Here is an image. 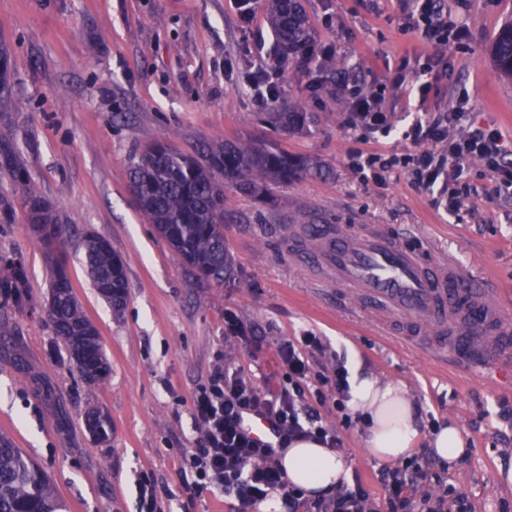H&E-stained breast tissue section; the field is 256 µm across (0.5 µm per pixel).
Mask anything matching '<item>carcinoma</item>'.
<instances>
[{
    "mask_svg": "<svg viewBox=\"0 0 512 512\" xmlns=\"http://www.w3.org/2000/svg\"><path fill=\"white\" fill-rule=\"evenodd\" d=\"M268 19L278 46L290 53H308L314 34L300 0H266ZM498 76L512 80V23L502 26L490 46ZM15 97L11 53L0 42V112ZM262 121L285 132H302L315 117L298 109L265 112ZM322 173L319 162L271 144L224 138L215 140L206 153L194 156L167 144H153L133 158L129 179L141 214L154 226L177 257L202 279L233 285L235 268L224 238V219L230 197L224 188L257 200L272 195V188ZM0 218L9 219L21 210L26 223L43 225L38 236L46 247L59 236L54 207L28 174L22 149L11 130L0 126ZM84 262L93 287L112 309L123 308L128 299L126 263L112 250L110 241L88 234ZM10 273L0 278V296L17 306L30 302L23 269L9 260ZM47 315L54 332L65 343L82 377L103 380L109 372L98 331L84 313L73 292L65 266L57 262L51 271ZM86 430H95L100 442H109L112 423L101 409L85 416ZM0 512H65L44 471L8 436L0 434Z\"/></svg>",
    "mask_w": 512,
    "mask_h": 512,
    "instance_id": "obj_1",
    "label": "carcinoma"
}]
</instances>
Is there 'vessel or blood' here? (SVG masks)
<instances>
[{"instance_id": "obj_1", "label": "vessel or blood", "mask_w": 512, "mask_h": 512, "mask_svg": "<svg viewBox=\"0 0 512 512\" xmlns=\"http://www.w3.org/2000/svg\"><path fill=\"white\" fill-rule=\"evenodd\" d=\"M282 234L304 253L318 287H342L348 310L374 306L378 326L402 343L436 360L512 361V314L471 285L459 261L378 224H322L312 237L293 224Z\"/></svg>"}]
</instances>
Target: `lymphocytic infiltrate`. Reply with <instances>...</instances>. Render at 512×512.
<instances>
[{"label": "lymphocytic infiltrate", "mask_w": 512, "mask_h": 512, "mask_svg": "<svg viewBox=\"0 0 512 512\" xmlns=\"http://www.w3.org/2000/svg\"><path fill=\"white\" fill-rule=\"evenodd\" d=\"M410 28L428 43L447 45L466 38L463 27L449 21L438 0H412ZM348 93L355 124L369 131L399 132L411 145L403 153L350 155L354 172L369 173L384 181L394 169H401L417 189L456 213L468 196L462 181L464 165L480 161L487 172L496 174L502 186L512 188V149L501 141L497 128L470 123L462 107L424 111L407 128L395 130L381 99L358 87L342 85ZM320 337L307 333L281 339L276 362L281 370L277 383L257 387L241 368L225 363L199 384L190 399V412L198 433L192 448L185 451L183 473L191 477V490H216L233 496L238 512H252L270 495H278L288 512H471L464 496L448 499L425 491L435 460L423 451L399 466H383L374 473L384 491L382 504H375L360 475L342 484L334 493L314 500L288 479L280 458L292 441L312 439L339 451L343 443L335 428L320 412L326 392L310 387L312 368L308 354L322 350ZM268 420L277 438L268 446L251 436L245 426L249 417Z\"/></svg>", "instance_id": "obj_1"}]
</instances>
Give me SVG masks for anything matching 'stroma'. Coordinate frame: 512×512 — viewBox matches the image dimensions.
Instances as JSON below:
<instances>
[{"mask_svg": "<svg viewBox=\"0 0 512 512\" xmlns=\"http://www.w3.org/2000/svg\"><path fill=\"white\" fill-rule=\"evenodd\" d=\"M403 3L304 0L316 38L299 63L258 49L257 35L271 28L265 0H253L247 21L239 0H0V41L11 48L16 78L11 128L60 228L48 250L22 213L0 221V254L22 262L34 301L18 308L0 299V433L46 472L67 512H139L142 478L154 480L167 512H236L234 498L182 483L181 455L196 437L190 398L224 358L263 384L277 370L278 341L306 332L328 347L310 356L314 371L330 373L335 353H346L348 366L405 384L421 422H454L466 453L443 473L444 484L466 495L472 512H512V482L504 477L512 470V366L440 365L393 343L375 331L370 313L351 315L335 291L313 288L307 270L283 253L282 225L312 217L409 229L512 306V198L496 195L481 164L469 162L465 180L477 193L455 215L435 208L403 174L376 184L348 167L352 150L400 152L405 144L353 129L349 98L337 92L328 58L348 63L349 83L380 93L397 128L419 116L420 106L444 110L464 97L475 120L494 125L512 145V81L496 75L489 54L494 35L512 20V0H440L469 37L443 48L453 78L438 81L424 103L416 91L391 87L398 66L420 69L434 52L406 30ZM255 71L280 88V105L313 113L308 132L262 123V107L243 84ZM232 136L312 156L330 174L277 187L268 204L232 195L224 234L237 280L229 287L197 280L145 223L128 167L153 142L196 155ZM89 233L109 239L127 262L122 311L91 285L82 246ZM57 260L99 332L109 363L102 382L82 380L48 319ZM229 313L258 328L260 348L225 339ZM92 406L112 419L108 443L93 442L85 429ZM321 414L336 428L349 468L382 501L373 478L382 462L364 427H345L330 402Z\"/></svg>", "mask_w": 512, "mask_h": 512, "instance_id": "1", "label": "stroma"}]
</instances>
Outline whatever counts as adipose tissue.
I'll return each instance as SVG.
<instances>
[{
    "mask_svg": "<svg viewBox=\"0 0 512 512\" xmlns=\"http://www.w3.org/2000/svg\"><path fill=\"white\" fill-rule=\"evenodd\" d=\"M350 394L351 406L367 423V445L377 458L395 461L413 452L420 439L417 408L404 385L356 374ZM281 462L289 481L311 495L330 491L349 478L339 453L310 440L293 443Z\"/></svg>",
    "mask_w": 512,
    "mask_h": 512,
    "instance_id": "1",
    "label": "adipose tissue"
}]
</instances>
